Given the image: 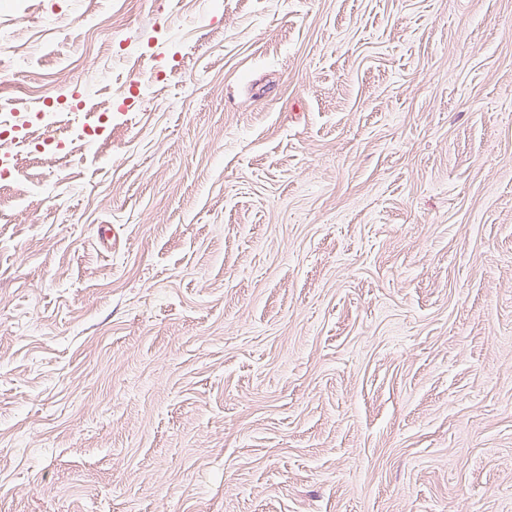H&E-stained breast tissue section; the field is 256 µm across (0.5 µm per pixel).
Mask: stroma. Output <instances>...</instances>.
Listing matches in <instances>:
<instances>
[{
  "instance_id": "1",
  "label": "stroma",
  "mask_w": 512,
  "mask_h": 512,
  "mask_svg": "<svg viewBox=\"0 0 512 512\" xmlns=\"http://www.w3.org/2000/svg\"><path fill=\"white\" fill-rule=\"evenodd\" d=\"M19 94L109 110L0 176V512H512V0H0Z\"/></svg>"
}]
</instances>
